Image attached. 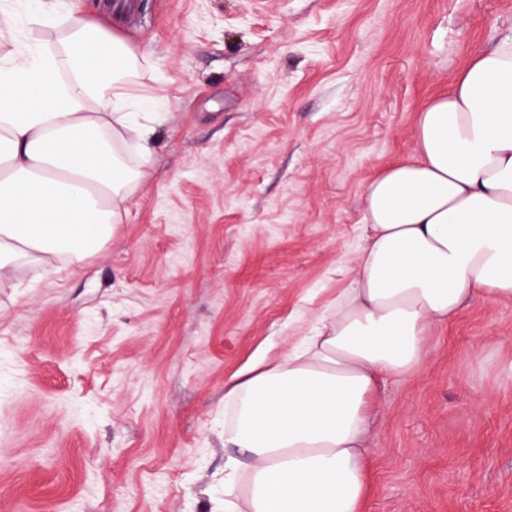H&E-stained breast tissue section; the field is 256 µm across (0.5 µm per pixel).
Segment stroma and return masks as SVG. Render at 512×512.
<instances>
[{"label": "stroma", "instance_id": "1", "mask_svg": "<svg viewBox=\"0 0 512 512\" xmlns=\"http://www.w3.org/2000/svg\"><path fill=\"white\" fill-rule=\"evenodd\" d=\"M140 59L147 176L94 255L0 284V512H224V396L353 274L361 195L512 0H57ZM512 300L387 381L366 512H512Z\"/></svg>", "mask_w": 512, "mask_h": 512}]
</instances>
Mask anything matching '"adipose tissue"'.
I'll use <instances>...</instances> for the list:
<instances>
[{
    "instance_id": "obj_1",
    "label": "adipose tissue",
    "mask_w": 512,
    "mask_h": 512,
    "mask_svg": "<svg viewBox=\"0 0 512 512\" xmlns=\"http://www.w3.org/2000/svg\"><path fill=\"white\" fill-rule=\"evenodd\" d=\"M57 33L0 56V284L93 255L145 175L153 127L126 92L135 55L109 31L36 0ZM415 148L361 197L370 233L312 336L229 388L224 512H365V446L380 386L412 375L431 333L469 301L512 299V36L472 54L418 112Z\"/></svg>"
}]
</instances>
